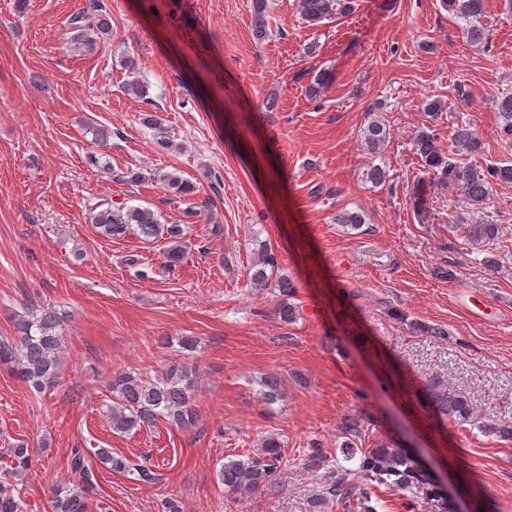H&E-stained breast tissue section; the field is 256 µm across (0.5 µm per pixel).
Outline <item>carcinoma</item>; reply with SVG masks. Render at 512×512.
<instances>
[{"label":"carcinoma","instance_id":"1","mask_svg":"<svg viewBox=\"0 0 512 512\" xmlns=\"http://www.w3.org/2000/svg\"><path fill=\"white\" fill-rule=\"evenodd\" d=\"M442 6L465 22L463 30L467 39L475 44L485 39L482 19L486 13V0H442ZM255 35L259 40L267 37L268 0H252ZM301 19L310 26L326 20L337 19L354 10V0H298ZM76 32L74 40L85 49H92L97 38L111 31V18L99 0H93L88 9L75 14L70 22ZM501 119L502 132L512 136V94H503L495 101ZM388 138L386 125L374 115L362 130L366 151L373 155L380 152ZM482 142L470 119L462 118L453 127L448 144V154H443L433 134L422 130L413 140V150L420 156L425 168L453 183L460 191L463 202L476 209L487 204L492 186L512 183V163L505 160L477 168L464 162L461 155H478ZM168 189L178 196L194 193V186L175 172L159 176ZM92 223L98 232L110 239L134 234L145 240L169 237L174 243L163 253L164 269H175L186 259L185 243L179 241L184 228L179 224H164L160 216L148 207L124 206L104 202L92 213ZM495 224H472L467 236L477 243L496 237ZM250 284L263 290L275 288L279 292V318L292 323L296 306L288 299L296 293L293 281L283 273L273 249L260 245L257 260L251 267ZM60 322L55 312L48 309L26 311L19 316L17 336L0 340V365H6L21 380L37 391L51 386L57 378L59 353L62 349ZM260 398L272 404L284 396L282 380L266 374L257 381ZM112 405L106 417L112 430L128 434L150 426L160 419L171 425L191 431L197 428V376L185 363L170 365L154 378L143 377L126 371L112 375L109 385ZM433 407L440 416L451 421L478 425L474 407L459 389L436 382L429 391ZM13 459L12 474L26 469L31 460V450L24 444L9 449ZM98 461L116 474L130 471V464L122 456L112 455V449L101 448ZM287 461L285 442L277 433H268L258 439L256 448L243 452L236 459L224 462L219 479L228 495L245 489H258L272 483L278 467ZM72 481L58 486L51 492L52 512H89L88 494L96 484V469L88 460L85 450L73 448L68 458ZM396 487L420 495L433 503L435 512H448V500L439 487L428 482L412 456L402 448H372L364 452L357 468L339 467L336 480L327 494L336 498L343 512H378L372 504L373 487ZM0 512H23V501L17 486L11 481H0Z\"/></svg>","mask_w":512,"mask_h":512}]
</instances>
